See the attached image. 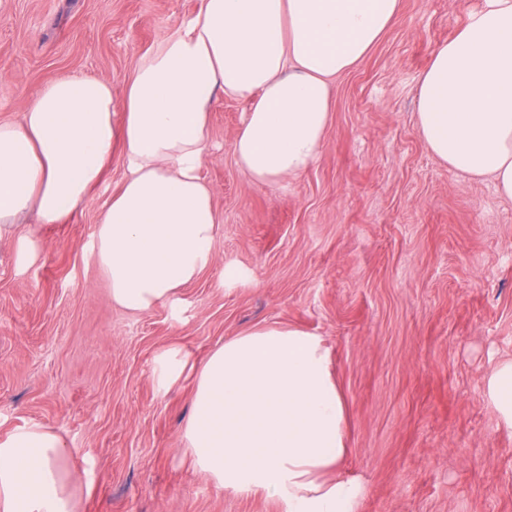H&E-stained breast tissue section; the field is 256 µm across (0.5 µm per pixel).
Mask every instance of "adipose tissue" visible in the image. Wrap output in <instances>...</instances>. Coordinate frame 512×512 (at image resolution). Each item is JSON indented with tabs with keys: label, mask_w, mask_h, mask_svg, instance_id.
Listing matches in <instances>:
<instances>
[{
	"label": "adipose tissue",
	"mask_w": 512,
	"mask_h": 512,
	"mask_svg": "<svg viewBox=\"0 0 512 512\" xmlns=\"http://www.w3.org/2000/svg\"><path fill=\"white\" fill-rule=\"evenodd\" d=\"M402 0H201L144 54L121 94L110 81H47L20 122L0 120V240L31 259L19 221L63 224L124 170L93 250L112 300L143 314L179 300L212 263L222 219L202 177L211 114L247 101L237 165L274 185L319 158L337 76L362 63ZM416 127L454 171L512 200V0H485L422 72ZM185 428L196 468L235 493H267L283 512H353L358 486L329 479L347 448L345 405L322 339L295 327L242 332L194 370ZM58 434L31 425L0 438V512H72Z\"/></svg>",
	"instance_id": "adipose-tissue-1"
}]
</instances>
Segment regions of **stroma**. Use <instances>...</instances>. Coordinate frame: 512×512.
Here are the masks:
<instances>
[{"mask_svg":"<svg viewBox=\"0 0 512 512\" xmlns=\"http://www.w3.org/2000/svg\"><path fill=\"white\" fill-rule=\"evenodd\" d=\"M484 0H403L397 23L337 77L323 151L306 172L252 183L233 142L247 102L212 115L202 173L223 218L214 259L174 305L113 304L92 250L104 185L64 224L21 223L19 265L0 241V437L62 438L76 512H282L197 471L183 438L192 367L259 326L321 336L347 415L341 473L354 512H512V427L487 380L512 360V200L427 150L415 125L422 71ZM201 0H0V119L66 74L120 90ZM188 368L168 392L158 358Z\"/></svg>","mask_w":512,"mask_h":512,"instance_id":"35a3bbf8","label":"stroma"}]
</instances>
